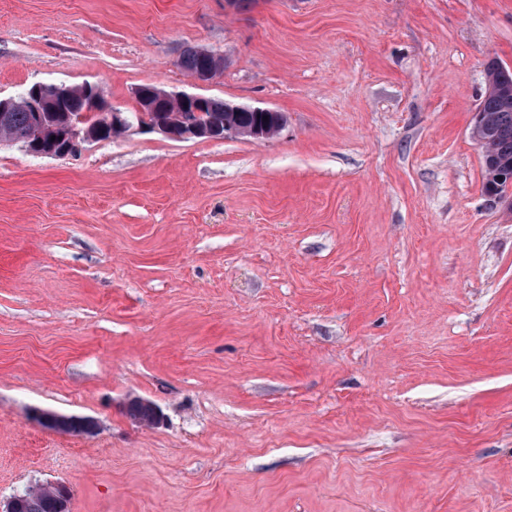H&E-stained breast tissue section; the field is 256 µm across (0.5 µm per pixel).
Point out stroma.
Instances as JSON below:
<instances>
[{"label": "stroma", "mask_w": 512, "mask_h": 512, "mask_svg": "<svg viewBox=\"0 0 512 512\" xmlns=\"http://www.w3.org/2000/svg\"><path fill=\"white\" fill-rule=\"evenodd\" d=\"M190 45L223 74L197 84ZM493 60L512 0H0L2 99L88 82L131 111L154 85L286 117L0 142V503L512 512V200L471 136ZM36 419L46 428L58 431L69 432L75 426L83 430V434H91L96 431V422L89 417L81 416H62L54 412L40 411L36 414ZM24 498L20 503L19 512H59L53 489L32 488L22 493Z\"/></svg>", "instance_id": "obj_1"}]
</instances>
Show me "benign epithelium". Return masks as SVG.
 <instances>
[{
	"mask_svg": "<svg viewBox=\"0 0 512 512\" xmlns=\"http://www.w3.org/2000/svg\"><path fill=\"white\" fill-rule=\"evenodd\" d=\"M71 87L66 85H45L35 86V96L29 100L34 108H39L42 100L47 98L62 99L68 95ZM89 96V110L84 116L75 118L69 116L65 119L64 134L62 138L48 142L43 149L37 152L39 156L64 157L74 151L84 142L97 140L95 130L98 117L104 116L107 122L112 124V130L122 134L132 127L140 130L159 132L170 138L178 140L203 139L211 140L219 129H224V137L248 136L254 139H261L269 136L267 126H252L242 128L234 121L236 112H262L281 129L285 123L283 113L262 107H251L234 103L226 104V115L222 122L202 121L198 118H189V113L199 112L206 97L191 93H170L162 88L154 86H138L133 89L132 96L137 102L144 103L148 98H159L171 100L181 106L180 111L173 112L164 121H152L138 113L134 116L118 108L110 107L104 103L101 90L98 86L91 84L86 87ZM36 419L46 428L58 431L69 432L74 427H79L86 434L96 431V422L89 417L62 416L54 412L40 411Z\"/></svg>",
	"mask_w": 512,
	"mask_h": 512,
	"instance_id": "1",
	"label": "benign epithelium"
}]
</instances>
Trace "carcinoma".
I'll return each mask as SVG.
<instances>
[{"label": "carcinoma", "instance_id": "obj_1", "mask_svg": "<svg viewBox=\"0 0 512 512\" xmlns=\"http://www.w3.org/2000/svg\"><path fill=\"white\" fill-rule=\"evenodd\" d=\"M179 65L190 73L202 70L221 72L224 61L202 55L193 47H188L179 59ZM489 91L479 105V112L485 124L477 128L483 139L482 171L483 190L486 195L495 193L496 182L491 179V167L499 171L512 172V72L495 61L487 65ZM27 92L17 97L16 105L5 112L0 119V138L18 140L26 145L36 142L48 116L40 117L29 110ZM88 108L86 96L74 91L62 103L61 110L79 114ZM19 512H59L53 489L32 488L23 493Z\"/></svg>", "mask_w": 512, "mask_h": 512}]
</instances>
